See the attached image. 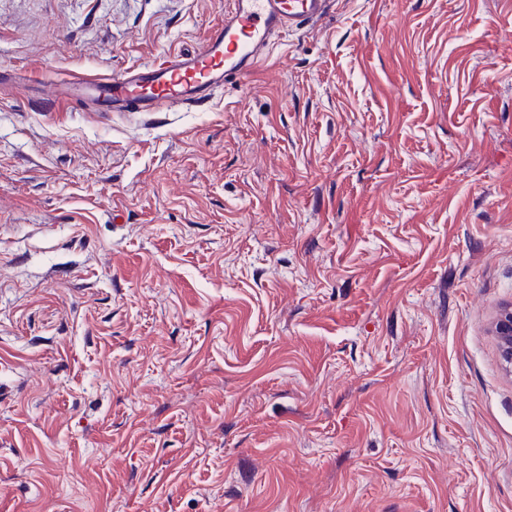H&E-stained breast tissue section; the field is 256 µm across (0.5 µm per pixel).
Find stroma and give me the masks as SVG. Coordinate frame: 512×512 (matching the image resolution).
Masks as SVG:
<instances>
[{
    "mask_svg": "<svg viewBox=\"0 0 512 512\" xmlns=\"http://www.w3.org/2000/svg\"><path fill=\"white\" fill-rule=\"evenodd\" d=\"M229 0H0V512H512V0H334L154 112L59 82ZM502 360L508 369L512 367V306L501 310L494 323Z\"/></svg>",
    "mask_w": 512,
    "mask_h": 512,
    "instance_id": "1",
    "label": "stroma"
}]
</instances>
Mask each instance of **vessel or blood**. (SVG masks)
Segmentation results:
<instances>
[{
	"label": "vessel or blood",
	"mask_w": 512,
	"mask_h": 512,
	"mask_svg": "<svg viewBox=\"0 0 512 512\" xmlns=\"http://www.w3.org/2000/svg\"><path fill=\"white\" fill-rule=\"evenodd\" d=\"M333 0H233V8L206 43L190 53L170 55L119 75L86 78L70 94L135 101L138 111L158 104L201 103L223 89L226 78H249L271 38L323 18Z\"/></svg>",
	"instance_id": "b4317fda"
}]
</instances>
